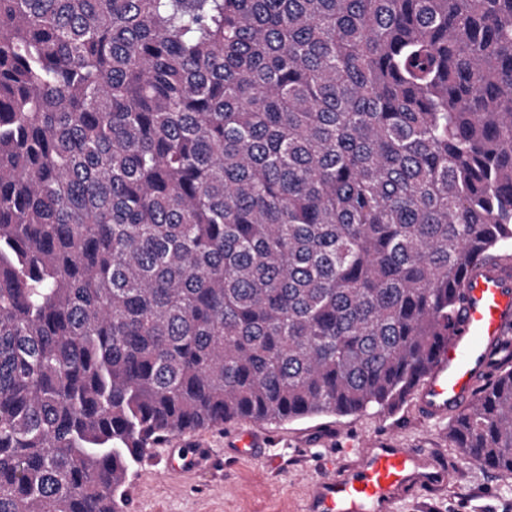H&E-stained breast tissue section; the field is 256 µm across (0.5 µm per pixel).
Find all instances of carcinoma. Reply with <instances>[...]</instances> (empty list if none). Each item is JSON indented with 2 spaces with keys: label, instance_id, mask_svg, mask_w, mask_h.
I'll return each instance as SVG.
<instances>
[{
  "label": "carcinoma",
  "instance_id": "cac0c4a2",
  "mask_svg": "<svg viewBox=\"0 0 512 512\" xmlns=\"http://www.w3.org/2000/svg\"><path fill=\"white\" fill-rule=\"evenodd\" d=\"M511 259L512 0H0V512L394 412ZM448 439L512 477V339Z\"/></svg>",
  "mask_w": 512,
  "mask_h": 512
}]
</instances>
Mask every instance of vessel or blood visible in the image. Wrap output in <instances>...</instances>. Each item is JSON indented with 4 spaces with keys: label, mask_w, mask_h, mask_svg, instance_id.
Wrapping results in <instances>:
<instances>
[{
    "label": "vessel or blood",
    "mask_w": 512,
    "mask_h": 512,
    "mask_svg": "<svg viewBox=\"0 0 512 512\" xmlns=\"http://www.w3.org/2000/svg\"><path fill=\"white\" fill-rule=\"evenodd\" d=\"M464 299L450 340L437 349L430 374L418 385L417 407L429 420L447 419L468 406L476 382L493 353L512 337V267L476 264L463 273ZM168 475L195 472L204 453L185 451L181 440L168 444ZM444 472L411 448L379 445L355 467L333 471L309 491L310 512H396L401 500L424 486L442 482Z\"/></svg>",
    "instance_id": "1"
}]
</instances>
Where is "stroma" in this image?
<instances>
[{
  "label": "stroma",
  "mask_w": 512,
  "mask_h": 512,
  "mask_svg": "<svg viewBox=\"0 0 512 512\" xmlns=\"http://www.w3.org/2000/svg\"><path fill=\"white\" fill-rule=\"evenodd\" d=\"M273 436L275 446L246 454L242 433ZM210 463L175 482L163 448L135 465L127 483L128 512H306L310 488L328 471L359 460L357 445L383 440L424 448L448 475L446 484L399 503L397 512H512V478L468 463L448 440L447 422L425 420L413 402L392 413L369 409L275 425L229 423L191 433Z\"/></svg>",
  "instance_id": "35a3bbf8"
}]
</instances>
